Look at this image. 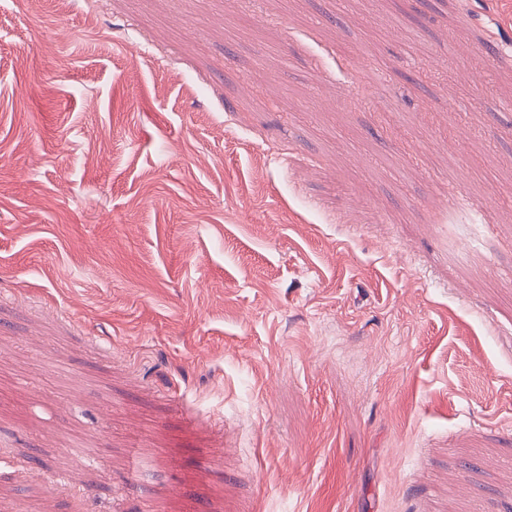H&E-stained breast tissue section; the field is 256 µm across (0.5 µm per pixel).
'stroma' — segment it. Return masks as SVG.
Returning <instances> with one entry per match:
<instances>
[{"instance_id": "1", "label": "stroma", "mask_w": 512, "mask_h": 512, "mask_svg": "<svg viewBox=\"0 0 512 512\" xmlns=\"http://www.w3.org/2000/svg\"><path fill=\"white\" fill-rule=\"evenodd\" d=\"M509 49L512 0H0L19 512H512Z\"/></svg>"}]
</instances>
